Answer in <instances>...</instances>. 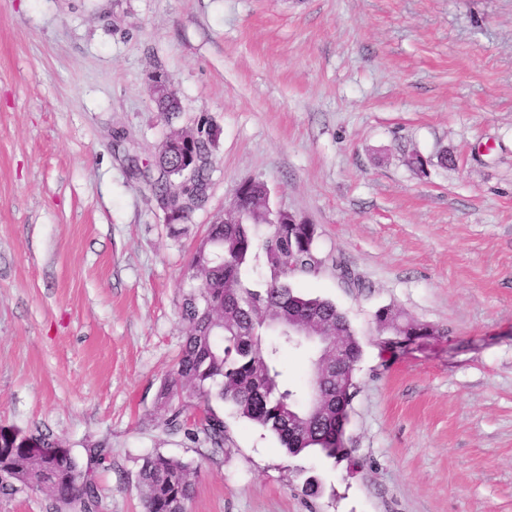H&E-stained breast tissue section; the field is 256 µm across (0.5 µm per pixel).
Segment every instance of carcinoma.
<instances>
[{
  "label": "carcinoma",
  "instance_id": "obj_1",
  "mask_svg": "<svg viewBox=\"0 0 512 512\" xmlns=\"http://www.w3.org/2000/svg\"><path fill=\"white\" fill-rule=\"evenodd\" d=\"M192 161L184 169L182 153L161 152L155 160L157 176L149 184L157 200L170 211L191 208L205 197L213 164L216 132L208 119L196 125ZM267 189L252 182L235 215L209 225L201 245L188 264V278L197 282L180 307L187 334L173 372L164 381L156 403V422L168 434L182 433L193 443L204 442L214 455L224 452V418L212 407L219 400L239 417L269 429L291 456L318 451L330 458L349 455L344 428L336 426V379L333 371L355 374L362 348L350 322L336 304L311 297L296 288L297 275L316 274L323 265L316 248V227L295 224L287 212L270 215ZM267 226L258 239L255 229ZM261 249L271 271L258 287L243 283L241 272L255 249ZM336 277L354 287L362 283L346 265L336 261ZM382 332L409 341L427 336V326L382 307L375 313ZM297 324L322 343L288 337V325ZM317 350L325 366L318 379L321 411L306 414L308 392L287 382L283 354L287 350ZM182 394L196 401L200 416L191 421L185 409L173 408ZM12 447L0 450V493L8 495L23 485L46 493L64 509L94 512L99 500L91 466H81L71 452L28 455L27 434L17 431ZM145 512H185L195 491L188 464L155 453L140 472Z\"/></svg>",
  "mask_w": 512,
  "mask_h": 512
}]
</instances>
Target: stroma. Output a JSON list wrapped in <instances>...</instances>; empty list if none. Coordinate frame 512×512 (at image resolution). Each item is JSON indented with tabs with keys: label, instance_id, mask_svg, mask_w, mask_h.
<instances>
[{
	"label": "stroma",
	"instance_id": "obj_1",
	"mask_svg": "<svg viewBox=\"0 0 512 512\" xmlns=\"http://www.w3.org/2000/svg\"><path fill=\"white\" fill-rule=\"evenodd\" d=\"M203 116L216 165L172 224L130 167ZM249 180L316 225L294 285L362 346L350 456L221 402V454L154 425L188 262ZM383 307L432 335L385 349ZM2 427L111 448L95 512H144L157 452L187 512H512V0H0ZM140 481L145 512H184L195 491L188 464L159 452L145 460Z\"/></svg>",
	"mask_w": 512,
	"mask_h": 512
}]
</instances>
